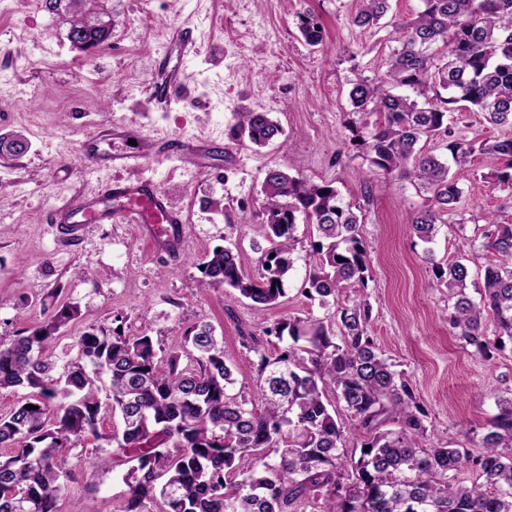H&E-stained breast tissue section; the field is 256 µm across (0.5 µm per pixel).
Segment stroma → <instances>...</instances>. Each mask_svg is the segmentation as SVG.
<instances>
[{
	"label": "stroma",
	"instance_id": "35a3bbf8",
	"mask_svg": "<svg viewBox=\"0 0 512 512\" xmlns=\"http://www.w3.org/2000/svg\"><path fill=\"white\" fill-rule=\"evenodd\" d=\"M101 2L112 15V36L87 55L72 48L65 26L41 0H0V137L22 144L19 153L0 156V336L48 318L55 301L81 312L52 346L62 362L74 356L75 336L92 327L118 322L126 333L153 336L169 352L188 326L207 322L224 335L234 392L257 398V358L245 348L246 336L290 317L325 315L300 292L312 261L311 229L297 226L293 279L274 307L202 288L199 265L213 248L230 246L244 273L258 275L270 246L258 217L262 183L268 169L283 168L335 187L343 202L360 207L372 269L364 292L371 334L410 378L435 441L469 446L470 431L495 411L492 393L512 389V341L488 362L464 352L444 318L448 290L433 267L458 259L468 242H483L487 218L512 224V187L494 180L495 157L476 154L452 164L462 194L428 245L408 224L430 193L369 172L350 144L353 130L370 131L375 118L356 112L348 90L356 79L383 74L397 47L394 23L413 19L421 0H391L389 17L370 28L353 22L357 0ZM306 12L325 28L322 45H308L299 32ZM178 27L192 28L196 38L181 62L169 45ZM177 62L183 85L163 109L153 88ZM24 89L36 91V99H22ZM249 111L270 113L282 136L262 148L237 138L235 115ZM116 123L145 137L204 144L208 153L175 172L153 160L137 171L93 173L79 145ZM510 136L512 127L460 110L449 113L447 133L427 148L446 158L451 141ZM138 177L157 181L183 211L187 235L173 257L157 256L127 224H88L78 240L66 242L57 225L45 221L89 192L111 209L112 184ZM66 458L77 480L61 512H116L127 491L124 466L92 472L77 448Z\"/></svg>",
	"mask_w": 512,
	"mask_h": 512
}]
</instances>
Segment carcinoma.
Returning <instances> with one entry per match:
<instances>
[{
	"instance_id": "1",
	"label": "carcinoma",
	"mask_w": 512,
	"mask_h": 512,
	"mask_svg": "<svg viewBox=\"0 0 512 512\" xmlns=\"http://www.w3.org/2000/svg\"><path fill=\"white\" fill-rule=\"evenodd\" d=\"M55 2L67 29L107 41L94 5ZM421 2L384 76L357 80L349 99L378 115L357 143L369 170L432 193L431 205L410 223L413 235L430 243L461 189L426 142L448 130V113L461 102L492 125L512 126V0ZM388 10L389 0H360L354 23L374 25ZM298 28L309 45L323 42L314 16H300ZM440 41L446 52L439 58L428 50ZM396 86L415 97L393 93ZM235 128L255 146L282 135L268 112H239ZM448 150L460 160L477 152L496 157L494 179L512 186V137L452 141ZM262 193L271 243L262 272L244 275L238 252L216 247L202 262L204 286L278 304L294 268L301 214L317 237L301 293L335 309L333 317L264 328L265 336L288 341L275 355L251 338L256 404L231 391L224 336L209 323L188 327L179 349L164 357L151 336L93 327L75 337L76 356L59 368L51 345L80 311L54 305L47 319L0 339V391L31 389L29 400L0 415V447L11 449L0 454V512H59L76 480L64 451L89 443L95 457L88 465L108 470L115 458L127 466V493L116 512H297L303 502L316 512H512V392L495 397L496 412L474 442L480 453L431 441L409 378L379 352L370 307L356 299L370 279L362 221L334 187L287 170H269ZM491 226L485 242L468 248L482 252L480 301L467 294L468 259L434 269L448 288L449 326L470 355L485 360L502 337L512 339V224ZM103 376L104 400L97 384ZM338 403L350 424L338 420ZM108 416L119 421L109 432ZM350 434L361 447L346 448Z\"/></svg>"
}]
</instances>
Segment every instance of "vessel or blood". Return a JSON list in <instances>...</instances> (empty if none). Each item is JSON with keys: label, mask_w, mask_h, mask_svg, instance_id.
Masks as SVG:
<instances>
[{"label": "vessel or blood", "mask_w": 512, "mask_h": 512, "mask_svg": "<svg viewBox=\"0 0 512 512\" xmlns=\"http://www.w3.org/2000/svg\"><path fill=\"white\" fill-rule=\"evenodd\" d=\"M127 135L128 131L124 128L107 129L83 139L81 149L93 159L95 171L108 173L117 169H139L151 159L174 165L187 162L189 150L178 139H151L137 152L102 149V142L122 140ZM112 199L113 219L136 226L153 251L169 253L180 250L185 240V218L180 209L172 206L166 193L153 179L113 185ZM104 218L98 200L91 196L79 206L55 212L52 221L59 224L61 235L69 240L77 237L84 225L100 222Z\"/></svg>", "instance_id": "1"}]
</instances>
